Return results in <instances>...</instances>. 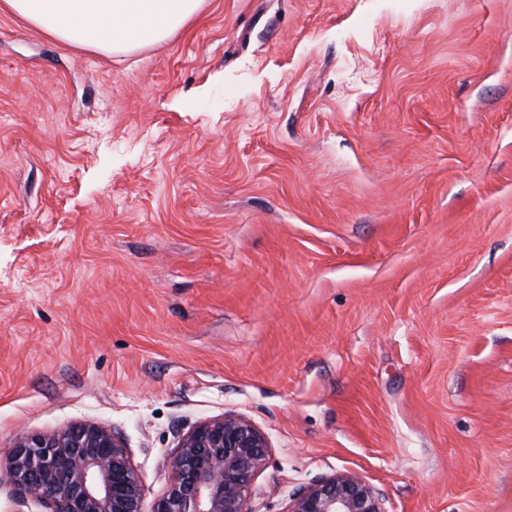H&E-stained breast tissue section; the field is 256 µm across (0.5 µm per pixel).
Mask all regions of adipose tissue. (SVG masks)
<instances>
[{
	"label": "adipose tissue",
	"mask_w": 512,
	"mask_h": 512,
	"mask_svg": "<svg viewBox=\"0 0 512 512\" xmlns=\"http://www.w3.org/2000/svg\"><path fill=\"white\" fill-rule=\"evenodd\" d=\"M204 0H0L46 35L76 47L126 54L169 39Z\"/></svg>",
	"instance_id": "1"
}]
</instances>
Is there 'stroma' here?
I'll return each mask as SVG.
<instances>
[{
    "label": "stroma",
    "instance_id": "1",
    "mask_svg": "<svg viewBox=\"0 0 512 512\" xmlns=\"http://www.w3.org/2000/svg\"><path fill=\"white\" fill-rule=\"evenodd\" d=\"M234 412L252 512L340 472L512 512V0H205L108 56L0 11V459Z\"/></svg>",
    "mask_w": 512,
    "mask_h": 512
}]
</instances>
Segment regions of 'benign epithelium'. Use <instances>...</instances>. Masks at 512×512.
Listing matches in <instances>:
<instances>
[{
	"mask_svg": "<svg viewBox=\"0 0 512 512\" xmlns=\"http://www.w3.org/2000/svg\"><path fill=\"white\" fill-rule=\"evenodd\" d=\"M269 442L249 418L233 413L207 419L184 434L171 461L164 494L150 512H252L254 478L269 460ZM6 484L49 512H145V485L123 438L95 424L20 433L5 467ZM286 512H386L379 490L354 473L304 487Z\"/></svg>",
	"mask_w": 512,
	"mask_h": 512,
	"instance_id": "benign-epithelium-1",
	"label": "benign epithelium"
}]
</instances>
